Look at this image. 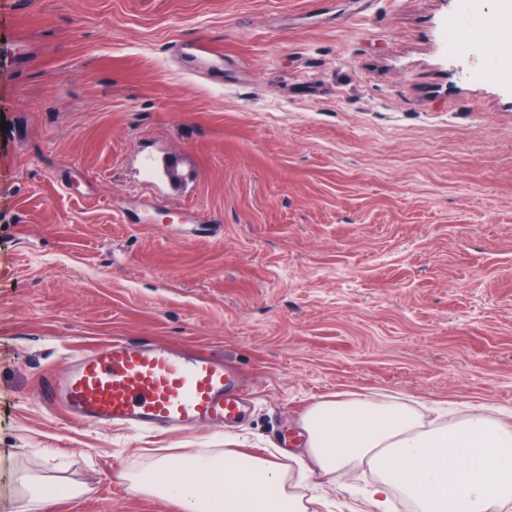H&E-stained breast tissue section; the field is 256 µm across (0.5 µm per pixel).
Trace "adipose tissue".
Wrapping results in <instances>:
<instances>
[{"instance_id":"1","label":"adipose tissue","mask_w":512,"mask_h":512,"mask_svg":"<svg viewBox=\"0 0 512 512\" xmlns=\"http://www.w3.org/2000/svg\"><path fill=\"white\" fill-rule=\"evenodd\" d=\"M301 426V454L256 455L228 436L220 448L156 453L122 478L181 512H313L341 491L339 477L366 467L375 478L359 512H392L398 496L414 512H512V415L494 405L429 420L402 397L347 391L311 403ZM83 493L59 476L17 472L21 512H47L55 497Z\"/></svg>"}]
</instances>
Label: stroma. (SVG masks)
Returning <instances> with one entry per match:
<instances>
[{
  "instance_id": "35a3bbf8",
  "label": "stroma",
  "mask_w": 512,
  "mask_h": 512,
  "mask_svg": "<svg viewBox=\"0 0 512 512\" xmlns=\"http://www.w3.org/2000/svg\"><path fill=\"white\" fill-rule=\"evenodd\" d=\"M462 0H0V507L178 512L120 474L224 433L68 423L40 393L112 337L224 360L247 450L339 390L512 409V79ZM224 53L209 74L173 52ZM187 49L197 51L205 60L206 64L210 67L220 65L224 62V53L208 44L202 42H183L175 45V50L181 52ZM50 488H57L60 493H49ZM85 490L66 479L49 474L33 475L25 469L18 468L16 477V501L22 512H45L54 499L80 498Z\"/></svg>"
}]
</instances>
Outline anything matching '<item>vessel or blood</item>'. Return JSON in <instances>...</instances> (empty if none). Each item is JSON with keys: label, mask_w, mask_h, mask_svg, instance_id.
Here are the masks:
<instances>
[{"label": "vessel or blood", "mask_w": 512, "mask_h": 512, "mask_svg": "<svg viewBox=\"0 0 512 512\" xmlns=\"http://www.w3.org/2000/svg\"><path fill=\"white\" fill-rule=\"evenodd\" d=\"M244 400L222 361L121 338L81 353L44 393L74 424L182 433L234 423Z\"/></svg>", "instance_id": "b4317fda"}]
</instances>
